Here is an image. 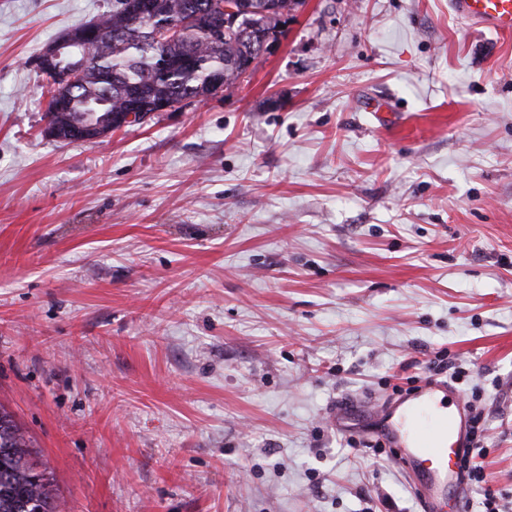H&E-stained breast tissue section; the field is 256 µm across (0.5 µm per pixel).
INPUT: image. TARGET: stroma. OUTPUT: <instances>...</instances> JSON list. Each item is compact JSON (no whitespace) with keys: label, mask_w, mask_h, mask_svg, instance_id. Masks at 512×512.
Instances as JSON below:
<instances>
[{"label":"stroma","mask_w":512,"mask_h":512,"mask_svg":"<svg viewBox=\"0 0 512 512\" xmlns=\"http://www.w3.org/2000/svg\"><path fill=\"white\" fill-rule=\"evenodd\" d=\"M111 8L0 0V408L57 512H423L328 413L436 364L512 512V34L304 0L233 87L53 140L31 62Z\"/></svg>","instance_id":"obj_1"}]
</instances>
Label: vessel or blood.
Listing matches in <instances>:
<instances>
[{"label":"vessel or blood","instance_id":"obj_1","mask_svg":"<svg viewBox=\"0 0 512 512\" xmlns=\"http://www.w3.org/2000/svg\"><path fill=\"white\" fill-rule=\"evenodd\" d=\"M454 14L492 33H512V0H450ZM377 432L402 451L400 461L414 477L425 504L456 487L455 466L471 446L467 410L445 381L424 382L413 396L382 408Z\"/></svg>","mask_w":512,"mask_h":512}]
</instances>
